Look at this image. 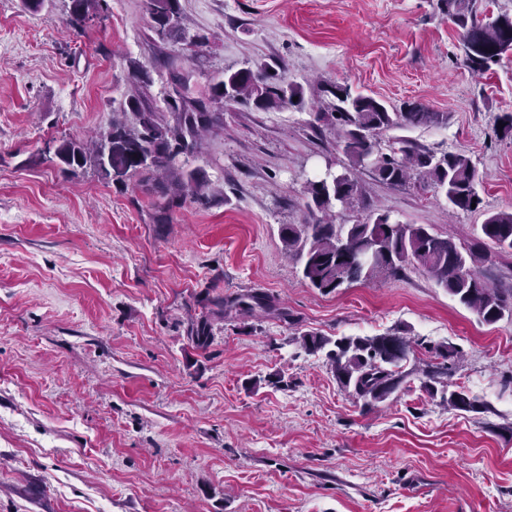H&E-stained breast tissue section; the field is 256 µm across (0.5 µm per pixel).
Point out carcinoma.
I'll use <instances>...</instances> for the list:
<instances>
[{"label": "carcinoma", "mask_w": 512, "mask_h": 512, "mask_svg": "<svg viewBox=\"0 0 512 512\" xmlns=\"http://www.w3.org/2000/svg\"><path fill=\"white\" fill-rule=\"evenodd\" d=\"M100 0H71L69 23L85 26L96 17ZM476 0H438L442 12L462 30L464 63L485 73L512 52V17L501 15L490 22L477 18ZM153 31L163 40L187 39L188 28L180 0H144ZM324 92L334 99L333 111L320 112L317 121L336 128V144L349 160V168L331 178L307 181L306 207L312 215L307 224H283L280 239L284 252L300 265L310 287L328 294L354 283L368 284L399 277L409 266L422 268L435 283L459 303L475 312L486 324L512 313V293L507 295L484 280L478 263L489 255L473 247H460L449 236L438 235L421 224H400L390 216L374 214L363 187L355 177L370 169L381 183L403 186L410 181L446 199L454 211H470L477 200V176L463 153H438L411 140L397 138L384 152L376 137L389 130L438 125L444 114L420 104L391 112L380 100L352 93L347 85L328 84ZM242 104L262 112H274L304 104L302 85L270 73L267 64L227 70L224 78L209 87L207 100L172 102L174 123L165 121L147 102L143 92L130 97L132 117H112L88 141L64 140L49 161L62 172L74 173L86 164L106 179L124 183L132 178L146 190L180 204L190 196L204 198L205 180L183 167L181 157L200 148L204 134L221 121L208 103ZM358 207L365 219L353 224L335 223L336 209ZM482 237L500 249L512 250V211L491 212L480 226ZM193 341L202 349L212 341L211 324L197 323ZM308 353L326 351L336 380L346 390L367 401L379 403L402 384V363L409 359L412 341L403 333L332 339L317 332L298 337ZM442 362L419 370L423 387L446 374L458 363L455 349L441 346ZM441 404L458 411H473L476 400L466 393L442 392Z\"/></svg>", "instance_id": "obj_1"}]
</instances>
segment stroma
Here are the masks:
<instances>
[{"label": "stroma", "instance_id": "1", "mask_svg": "<svg viewBox=\"0 0 512 512\" xmlns=\"http://www.w3.org/2000/svg\"><path fill=\"white\" fill-rule=\"evenodd\" d=\"M71 0H0V512H512V317L481 322L425 273L310 288L279 227L302 224L308 180L344 170L323 85L390 111L444 113L402 136L467 155L479 208L451 212L418 186L358 176L371 208L471 246L512 209V53L483 76L438 0H180L205 45L159 40L143 0H103L84 27ZM279 63L303 108L223 107L189 168L208 205L164 200L93 166L46 158L126 106L133 64L148 100L199 96L226 70ZM170 221L158 224L156 211ZM260 293L268 311L219 309ZM208 317L213 340L190 328ZM306 331L407 332V376L372 405L343 391ZM460 363L442 383L477 398L444 409L419 366L440 344Z\"/></svg>", "mask_w": 512, "mask_h": 512}]
</instances>
